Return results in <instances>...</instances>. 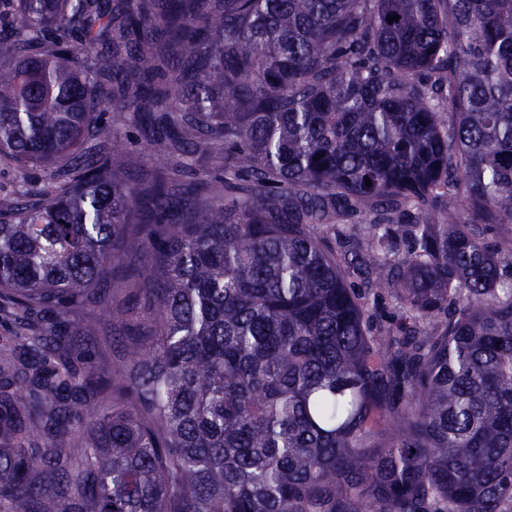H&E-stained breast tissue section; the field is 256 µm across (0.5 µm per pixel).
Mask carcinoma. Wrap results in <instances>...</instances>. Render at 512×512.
<instances>
[{"label":"carcinoma","instance_id":"cac0c4a2","mask_svg":"<svg viewBox=\"0 0 512 512\" xmlns=\"http://www.w3.org/2000/svg\"><path fill=\"white\" fill-rule=\"evenodd\" d=\"M0 158V512H512V0H0ZM104 121L113 127H116L124 138L129 142V147L133 151V157L142 165L148 168L158 166L159 162L151 156L144 148V142L141 139V132L138 127L128 123L122 116L112 111L106 112ZM366 301L371 309H377L378 313L393 323L399 322L398 311L395 302L387 296V293H379L376 290H367ZM90 318L99 322L100 336L80 342V347L89 349V361L93 370L112 373V360L116 354L112 351V317H104L91 311Z\"/></svg>","mask_w":512,"mask_h":512}]
</instances>
